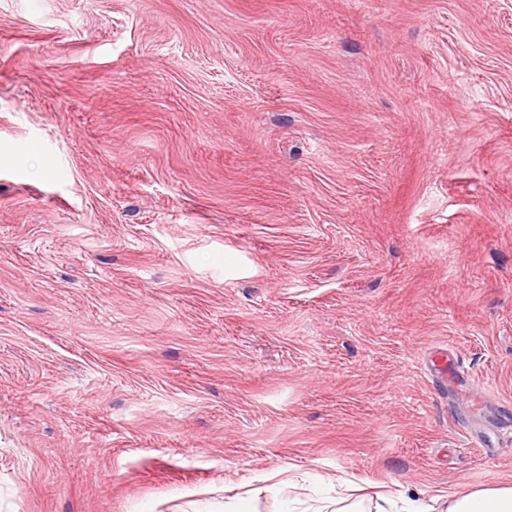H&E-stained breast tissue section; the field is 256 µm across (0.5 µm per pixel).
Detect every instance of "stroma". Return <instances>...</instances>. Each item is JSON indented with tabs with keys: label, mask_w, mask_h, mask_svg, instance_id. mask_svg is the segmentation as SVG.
<instances>
[{
	"label": "stroma",
	"mask_w": 512,
	"mask_h": 512,
	"mask_svg": "<svg viewBox=\"0 0 512 512\" xmlns=\"http://www.w3.org/2000/svg\"><path fill=\"white\" fill-rule=\"evenodd\" d=\"M348 480L512 486V0H0V512ZM426 368L436 373L437 379L444 389H457L468 383V379L458 367L457 361L448 356L446 352L434 355L426 363Z\"/></svg>",
	"instance_id": "1"
}]
</instances>
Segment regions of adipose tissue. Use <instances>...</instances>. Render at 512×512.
I'll list each match as a JSON object with an SVG mask.
<instances>
[{
  "label": "adipose tissue",
  "instance_id": "adipose-tissue-1",
  "mask_svg": "<svg viewBox=\"0 0 512 512\" xmlns=\"http://www.w3.org/2000/svg\"><path fill=\"white\" fill-rule=\"evenodd\" d=\"M339 512H512V487L451 492L427 503L409 497L398 503L392 496L381 494L373 508L366 509L353 503L341 507Z\"/></svg>",
  "mask_w": 512,
  "mask_h": 512
}]
</instances>
